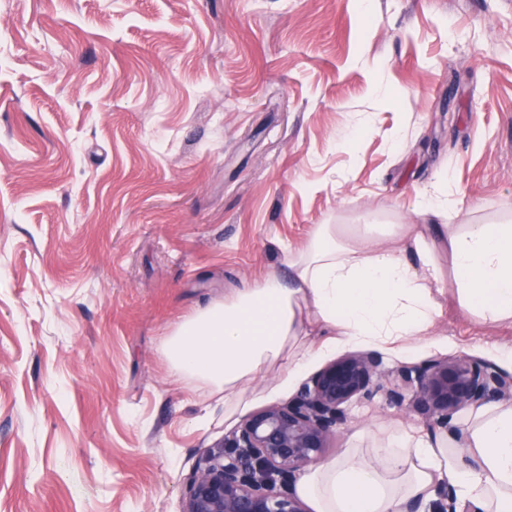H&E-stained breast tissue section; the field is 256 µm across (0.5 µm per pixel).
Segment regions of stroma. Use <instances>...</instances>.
<instances>
[{"instance_id": "35a3bbf8", "label": "stroma", "mask_w": 512, "mask_h": 512, "mask_svg": "<svg viewBox=\"0 0 512 512\" xmlns=\"http://www.w3.org/2000/svg\"><path fill=\"white\" fill-rule=\"evenodd\" d=\"M425 192L512 221V0H0V512H181L241 418L173 325ZM442 303L439 356L500 364L512 323ZM348 417L328 459L427 431Z\"/></svg>"}]
</instances>
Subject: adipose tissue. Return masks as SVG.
I'll return each instance as SVG.
<instances>
[{"mask_svg":"<svg viewBox=\"0 0 512 512\" xmlns=\"http://www.w3.org/2000/svg\"><path fill=\"white\" fill-rule=\"evenodd\" d=\"M419 210L437 241L408 224L389 225L383 239L356 224L317 225L302 248L285 250L283 272L177 323L163 342L171 370L223 390L229 417L253 382L270 374V394L284 392L333 348L437 346L432 328L446 288L484 322L512 321V224L443 223L431 194ZM312 324L326 337L317 349L304 342ZM463 436L459 448L447 436L407 434L352 447L303 472L294 492L313 512H406L413 502L428 507L447 486L472 512H512V406L472 409Z\"/></svg>","mask_w":512,"mask_h":512,"instance_id":"1","label":"adipose tissue"}]
</instances>
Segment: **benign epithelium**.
Segmentation results:
<instances>
[{
  "label": "benign epithelium",
  "instance_id": "1",
  "mask_svg": "<svg viewBox=\"0 0 512 512\" xmlns=\"http://www.w3.org/2000/svg\"><path fill=\"white\" fill-rule=\"evenodd\" d=\"M381 365L375 352H347L309 377L287 403L246 416L185 478L183 512H307L290 483L325 460L349 408L378 394L431 430L448 429L465 408L512 403V374L477 357H437L389 372Z\"/></svg>",
  "mask_w": 512,
  "mask_h": 512
}]
</instances>
